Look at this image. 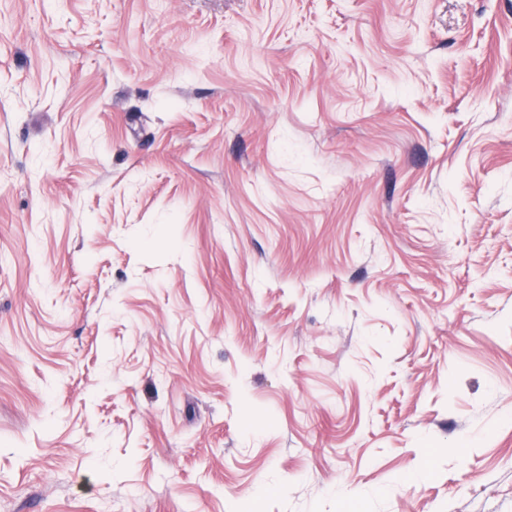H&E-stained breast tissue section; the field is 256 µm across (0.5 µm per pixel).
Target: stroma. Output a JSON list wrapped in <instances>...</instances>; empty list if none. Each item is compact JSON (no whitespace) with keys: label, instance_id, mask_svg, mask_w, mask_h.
I'll list each match as a JSON object with an SVG mask.
<instances>
[{"label":"stroma","instance_id":"stroma-1","mask_svg":"<svg viewBox=\"0 0 512 512\" xmlns=\"http://www.w3.org/2000/svg\"><path fill=\"white\" fill-rule=\"evenodd\" d=\"M512 512V0H0V512Z\"/></svg>","mask_w":512,"mask_h":512}]
</instances>
